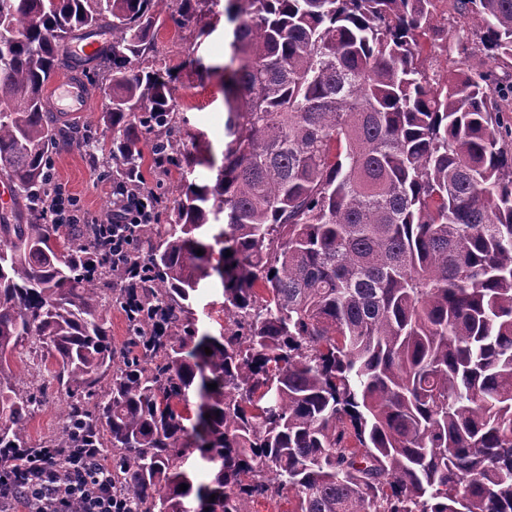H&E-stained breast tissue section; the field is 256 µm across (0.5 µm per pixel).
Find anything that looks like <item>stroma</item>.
<instances>
[{"label":"stroma","mask_w":512,"mask_h":512,"mask_svg":"<svg viewBox=\"0 0 512 512\" xmlns=\"http://www.w3.org/2000/svg\"><path fill=\"white\" fill-rule=\"evenodd\" d=\"M226 0H207L202 15L185 27L166 22L155 39V58L174 71L173 97L184 120L183 148L202 158L194 175L214 180L216 169L205 165L209 155H220L228 141L224 133L227 107L224 102V74L233 39V26L224 14ZM54 173L70 193L79 198L85 211L106 219L112 210V165L100 151L73 142L52 157ZM192 307L199 333L220 335L224 330V287L218 275L200 281ZM42 355L31 346L18 349L13 357L21 386L44 389L46 401L36 408L28 423L33 443L54 436L64 422L65 397L43 366Z\"/></svg>","instance_id":"35a3bbf8"}]
</instances>
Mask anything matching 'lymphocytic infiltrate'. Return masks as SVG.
I'll return each instance as SVG.
<instances>
[{"label":"lymphocytic infiltrate","mask_w":512,"mask_h":512,"mask_svg":"<svg viewBox=\"0 0 512 512\" xmlns=\"http://www.w3.org/2000/svg\"><path fill=\"white\" fill-rule=\"evenodd\" d=\"M149 190L124 183L112 187V215L98 225L104 250L111 252L112 265L122 275L121 285L136 287L143 270L126 262L139 238L142 225L153 223L155 212L148 202ZM12 465L24 474L22 489L9 478L0 479V512H11L14 501L24 500L27 512H130L128 497L112 485V464L99 448H79L61 464L52 457L15 449Z\"/></svg>","instance_id":"obj_1"}]
</instances>
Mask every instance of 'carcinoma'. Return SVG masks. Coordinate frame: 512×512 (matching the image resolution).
<instances>
[{
  "label": "carcinoma",
  "instance_id": "cac0c4a2",
  "mask_svg": "<svg viewBox=\"0 0 512 512\" xmlns=\"http://www.w3.org/2000/svg\"><path fill=\"white\" fill-rule=\"evenodd\" d=\"M201 2L0 0V172L31 202L24 224L0 213V453L110 448L132 512L291 494L294 512H512V82L490 66L512 67V0H452L483 27L473 48L453 35L441 78L422 57L448 49L443 0H228L229 141L215 182L179 178L171 222L141 230L131 355L107 333L112 258L89 225L50 223L51 156L73 128L46 87L104 61L105 127L85 142L136 188L144 144L164 173L194 170L170 76L148 62L163 15L182 28ZM82 31L106 41L78 62ZM221 212L214 264L198 231ZM212 271L228 324L199 336ZM26 341L67 397L37 446L40 400L12 366ZM193 437L205 481L181 469Z\"/></svg>",
  "mask_w": 512,
  "mask_h": 512
}]
</instances>
